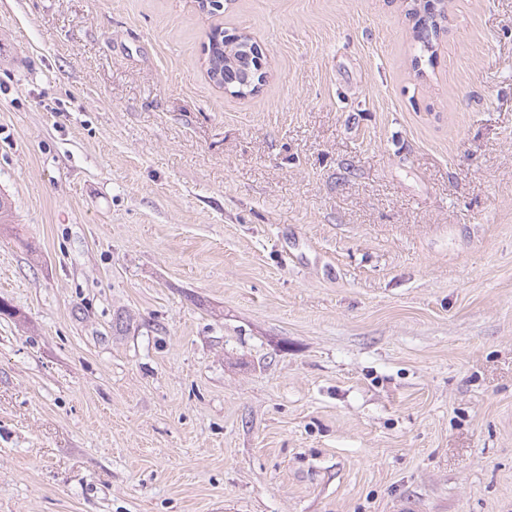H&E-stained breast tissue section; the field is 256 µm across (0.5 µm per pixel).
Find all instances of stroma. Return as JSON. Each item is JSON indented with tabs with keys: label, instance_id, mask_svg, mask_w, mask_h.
I'll return each instance as SVG.
<instances>
[{
	"label": "stroma",
	"instance_id": "1",
	"mask_svg": "<svg viewBox=\"0 0 512 512\" xmlns=\"http://www.w3.org/2000/svg\"><path fill=\"white\" fill-rule=\"evenodd\" d=\"M223 2L0 0V512H512V0ZM445 4V13L448 17L447 5L448 1L446 0H419L418 3H422V8L419 10V15L416 20L419 21L418 27L424 32L432 31V29L436 26L437 29H440L438 23L439 13L437 11L439 3ZM429 3L427 9H423V5ZM208 42V53L205 61L210 78L221 84L224 75V85L237 81V71L224 69L231 68L235 64L239 67L248 64L246 53L252 51V44L249 45L244 41L237 42L229 38L224 39V31L218 29L210 33ZM218 72H220L221 79L217 77Z\"/></svg>",
	"mask_w": 512,
	"mask_h": 512
}]
</instances>
